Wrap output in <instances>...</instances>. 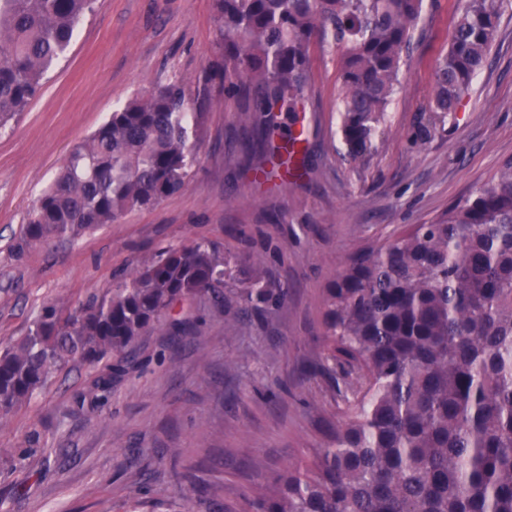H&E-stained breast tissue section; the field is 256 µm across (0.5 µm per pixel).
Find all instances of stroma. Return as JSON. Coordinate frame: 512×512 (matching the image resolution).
<instances>
[{"instance_id":"1","label":"stroma","mask_w":512,"mask_h":512,"mask_svg":"<svg viewBox=\"0 0 512 512\" xmlns=\"http://www.w3.org/2000/svg\"><path fill=\"white\" fill-rule=\"evenodd\" d=\"M455 0H425L406 81L367 162L341 155L340 54L311 48L307 167L262 178L238 142L246 119L210 80L213 0H97L25 112L0 130V342L47 303L70 311L116 288L163 249L207 240L239 265L263 257L285 302L225 321L209 296L179 305L131 359L75 366L0 422V512H249L244 496L325 447L345 405L328 376L329 283L359 251L426 224L512 158V10L455 119L413 143ZM184 79L204 122L183 187L77 239L23 244L28 213L72 146L157 83ZM111 374L103 404L92 382ZM141 487L132 496V487Z\"/></svg>"}]
</instances>
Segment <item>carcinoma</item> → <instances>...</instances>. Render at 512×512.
Returning <instances> with one entry per match:
<instances>
[{
	"label": "carcinoma",
	"mask_w": 512,
	"mask_h": 512,
	"mask_svg": "<svg viewBox=\"0 0 512 512\" xmlns=\"http://www.w3.org/2000/svg\"><path fill=\"white\" fill-rule=\"evenodd\" d=\"M96 0H0V128L39 94ZM512 0H457L438 56L428 118L455 117ZM424 0H214L219 58L210 65L253 121L241 149L308 154L304 126L283 145L275 113L299 112L315 42L341 53L340 132L360 162L403 81V55ZM203 113L186 84L137 96L76 143L23 226V241L73 238L153 206L184 184ZM237 278L224 255L193 241L145 260L108 295L64 315L44 305L0 351V420L71 365L127 355L177 304L206 294L224 319L288 288L250 255ZM236 281L233 297L226 295ZM329 359L359 389L315 459L250 499L254 512H512V159L429 224L359 253L326 288Z\"/></svg>",
	"instance_id": "cac0c4a2"
}]
</instances>
